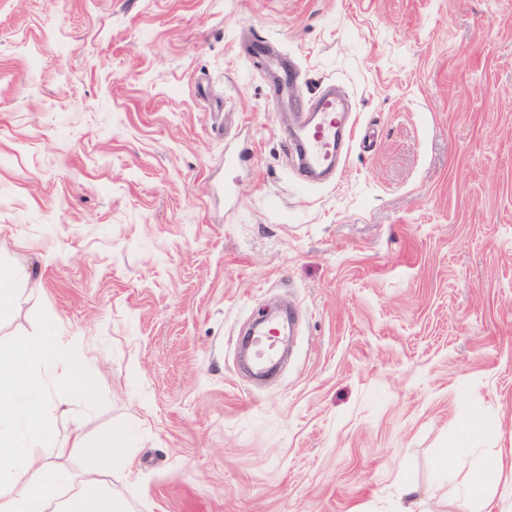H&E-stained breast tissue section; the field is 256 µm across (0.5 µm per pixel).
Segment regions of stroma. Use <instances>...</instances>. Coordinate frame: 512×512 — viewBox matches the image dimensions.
<instances>
[{"instance_id":"1","label":"stroma","mask_w":512,"mask_h":512,"mask_svg":"<svg viewBox=\"0 0 512 512\" xmlns=\"http://www.w3.org/2000/svg\"><path fill=\"white\" fill-rule=\"evenodd\" d=\"M328 85L357 137L303 188ZM0 267V346L73 340L50 432L113 431L132 512H462L512 481V0H0ZM500 481L501 476L497 472L481 470L473 476L468 488V496L472 499L481 500V508L486 512L503 511L500 497L496 500L494 496L488 495L490 488H497Z\"/></svg>"}]
</instances>
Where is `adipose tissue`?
Instances as JSON below:
<instances>
[{
	"mask_svg": "<svg viewBox=\"0 0 512 512\" xmlns=\"http://www.w3.org/2000/svg\"><path fill=\"white\" fill-rule=\"evenodd\" d=\"M54 375L90 395L83 356L62 337H20L0 355V512H129L110 489L114 476L128 467L111 432L91 446L78 432L50 445L42 397ZM89 446L99 462L82 475L59 465V458Z\"/></svg>",
	"mask_w": 512,
	"mask_h": 512,
	"instance_id": "adipose-tissue-1",
	"label": "adipose tissue"
}]
</instances>
